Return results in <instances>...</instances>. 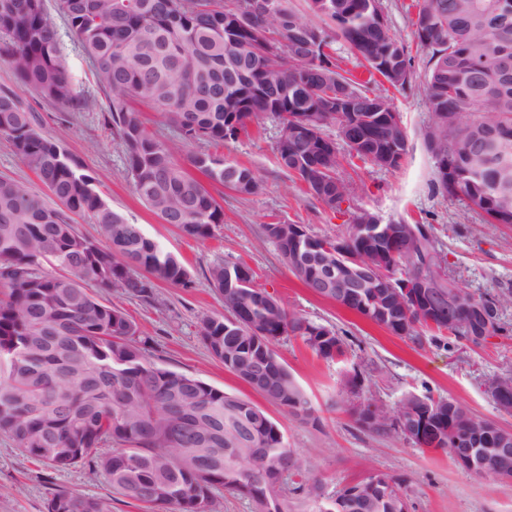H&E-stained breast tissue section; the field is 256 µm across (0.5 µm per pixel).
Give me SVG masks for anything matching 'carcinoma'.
Listing matches in <instances>:
<instances>
[{"label": "carcinoma", "mask_w": 512, "mask_h": 512, "mask_svg": "<svg viewBox=\"0 0 512 512\" xmlns=\"http://www.w3.org/2000/svg\"><path fill=\"white\" fill-rule=\"evenodd\" d=\"M249 0H59L63 19L87 56L96 84L110 96L112 125L125 146L135 193L165 224L197 240L212 236L224 211L196 177L180 167L167 142L150 132L133 110L135 103L158 109L184 142L237 139L248 127L274 117L290 126L313 123L309 138L277 147L280 165L306 192L334 211L338 170L358 158L381 166V154L401 166L408 139L393 101L376 93L374 76L404 91L411 86V58L388 25L371 21L370 0H308L309 10L331 32L301 20L279 0L281 20L269 23L270 37L245 30L228 32L224 17ZM413 37L428 50L422 90L433 124L426 144L436 141L448 171L436 166L439 190L480 207L491 224L512 225V0H416ZM290 45L278 44L280 27ZM342 40L366 63L369 79L360 83L340 73L333 42ZM231 56L234 63L225 65ZM396 60L399 72L384 63ZM0 60L16 82L43 100L75 112L95 99L74 87L60 50L59 35L44 0H0ZM358 125L360 138L336 149L328 126ZM0 135L19 162L36 174L55 207L35 191L0 177V436L54 470L92 458L114 493L145 508L164 512H218L217 493L246 497L253 512H291L280 493L290 475L306 465L289 448L280 428L250 401L225 393L199 378L152 363L147 340L120 309L101 294L120 290L150 297L157 282L189 288V270L146 236L138 224L113 210L94 187V178L57 142L37 128L35 113L16 94L0 90ZM191 165L213 186L235 183V192L256 195L261 181L243 165L211 154H196ZM96 224L98 242L78 235L71 215ZM403 252L365 247L363 262L374 267L377 293L391 299L388 312L369 298L350 310L396 336L417 337L418 329L447 333L480 346L503 332L501 309L511 299L475 296L441 271L432 226ZM305 266L293 270L305 287L326 253L359 251L352 224L334 237L308 235ZM50 264L66 271L52 275ZM245 274L248 285L227 303L226 316L201 318L199 333L224 368L253 385L254 361L264 357L269 372L264 388L288 390L276 404L298 418H314L305 390L271 348L277 338H300L317 356L333 360L346 347L334 330L312 341L324 326L282 305L266 306L240 263H215L207 274L219 293L229 279ZM424 278L437 294L458 301L454 324L431 325L406 316L394 286ZM92 284V288L84 284ZM388 428L378 436L408 438L423 416L443 438L448 418L456 425L480 420L450 397L407 395ZM252 452L241 453L239 449ZM473 449L472 474L499 477L502 461L471 438L444 442L454 454ZM47 512H112L103 498L58 491ZM317 512H406L395 482L382 478L378 495L362 500L343 487Z\"/></svg>", "instance_id": "1"}]
</instances>
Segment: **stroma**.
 <instances>
[{
	"label": "stroma",
	"instance_id": "obj_1",
	"mask_svg": "<svg viewBox=\"0 0 512 512\" xmlns=\"http://www.w3.org/2000/svg\"><path fill=\"white\" fill-rule=\"evenodd\" d=\"M381 4L392 33L411 56L413 89L402 94L381 81L376 90L393 99L407 134L408 153L395 170L360 160L345 165L341 177L346 201L336 213L309 199L302 184L280 166L278 121L265 120L262 129L233 141L183 144L159 112L146 108L142 111L146 127L168 141L180 166L189 167L193 154L213 153L251 167L263 184L262 192L252 196L223 191L224 222L208 239L184 236L176 225L162 223L133 190L125 148L109 118V100L98 92L76 38L64 30L56 0H45L47 14L62 29L63 58L78 89L96 98L94 110L72 112L48 104L33 90L16 86L10 66L1 61L0 90L16 91L38 113L41 132L97 178L107 204L129 223L141 225L148 237L188 268L190 288L159 282L147 301L116 290L104 294L103 300L122 309L140 336L147 338L150 361L251 401L280 427L289 448L321 481L318 489L289 492L292 512H316L321 497L371 473L398 484L408 512H512V481L476 477L454 464L448 453L416 447L398 435L368 432L346 413L351 397L341 388L344 374L355 371L360 375V398L393 408L406 393L450 396L476 415L512 430V414L498 411L485 389L487 380L512 370V305L503 310V334L479 347L464 341L450 347L428 333L417 339L394 336L305 288L263 232L267 224H301L312 234L333 236L348 224L351 213L361 209L403 224H430L445 270L461 288L475 295L512 293V227L484 223L466 203L442 194L434 185V160L424 140L432 114L420 88L428 53L413 39L412 0H381ZM217 262L247 265L257 288L286 308L334 329L345 341L346 356L333 361L317 357L292 336L272 344L309 395L315 420H300L267 401L205 347L198 333L200 318L224 313L223 297L207 280L209 267ZM57 490L111 497L112 512H141L135 503L113 495L105 477L92 472L88 464L55 471L0 437V512H47V501Z\"/></svg>",
	"mask_w": 512,
	"mask_h": 512
}]
</instances>
